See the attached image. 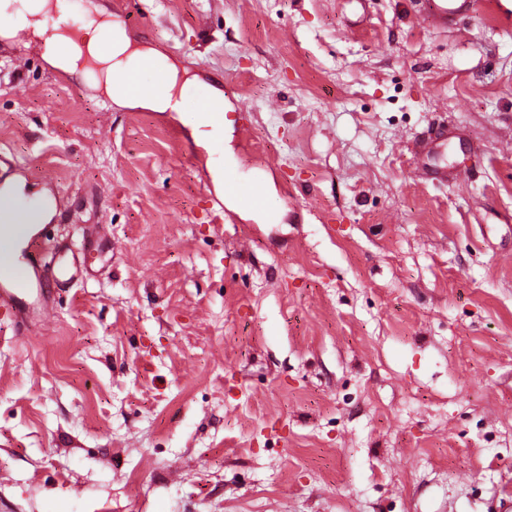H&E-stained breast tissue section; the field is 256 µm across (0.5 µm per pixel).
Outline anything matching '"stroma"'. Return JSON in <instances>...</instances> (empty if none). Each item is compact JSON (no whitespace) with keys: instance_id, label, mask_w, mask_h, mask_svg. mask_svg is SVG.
Masks as SVG:
<instances>
[{"instance_id":"35a3bbf8","label":"stroma","mask_w":512,"mask_h":512,"mask_svg":"<svg viewBox=\"0 0 512 512\" xmlns=\"http://www.w3.org/2000/svg\"><path fill=\"white\" fill-rule=\"evenodd\" d=\"M96 10L232 140L0 35V187L76 269L0 314V512H512V0H55ZM419 3L427 25L440 30H448L462 18L476 15L482 6L481 0H425ZM208 112H200L204 109L206 101L199 104L196 115L193 118H187V122L194 127V132L205 137L224 138V113L230 107L224 104V96L215 92L208 99ZM199 128H210L207 131H199ZM224 191L236 196L250 208L260 209L264 205V195L258 185L241 182L231 172L224 171Z\"/></svg>"}]
</instances>
